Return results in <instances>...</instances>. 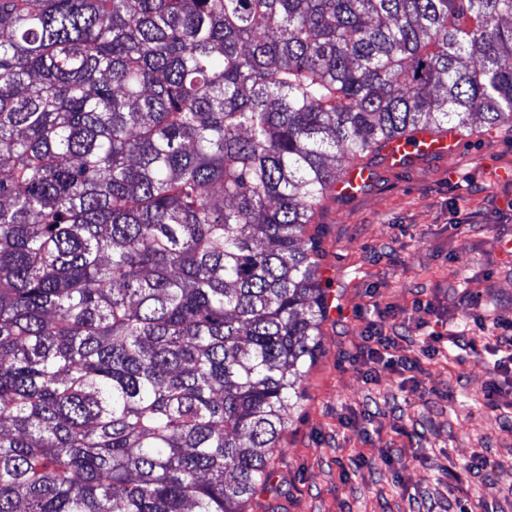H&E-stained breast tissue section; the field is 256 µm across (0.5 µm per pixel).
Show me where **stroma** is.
I'll list each match as a JSON object with an SVG mask.
<instances>
[{
	"label": "stroma",
	"mask_w": 512,
	"mask_h": 512,
	"mask_svg": "<svg viewBox=\"0 0 512 512\" xmlns=\"http://www.w3.org/2000/svg\"><path fill=\"white\" fill-rule=\"evenodd\" d=\"M507 169L512 127L477 125L446 161L382 173L310 226L335 311L248 512H512V406L484 403L490 379L512 391V376L496 377L494 337L472 324L512 318ZM466 292L476 305L461 303ZM379 320L408 329L415 353L424 320L470 323L474 344L368 376L354 355Z\"/></svg>",
	"instance_id": "1"
}]
</instances>
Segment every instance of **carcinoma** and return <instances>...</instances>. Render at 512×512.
I'll return each mask as SVG.
<instances>
[{"instance_id":"carcinoma-1","label":"carcinoma","mask_w":512,"mask_h":512,"mask_svg":"<svg viewBox=\"0 0 512 512\" xmlns=\"http://www.w3.org/2000/svg\"><path fill=\"white\" fill-rule=\"evenodd\" d=\"M512 125V0H0V512H245L351 165Z\"/></svg>"}]
</instances>
